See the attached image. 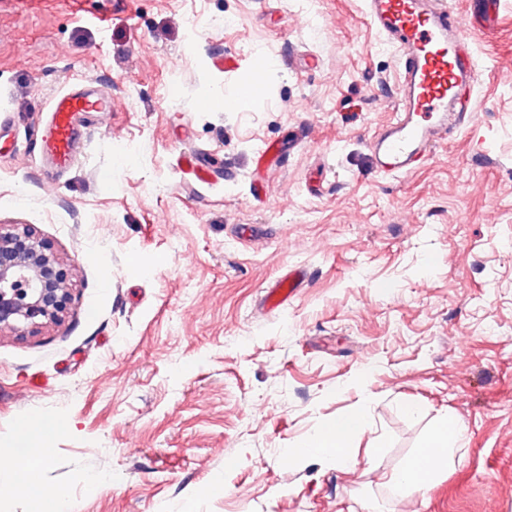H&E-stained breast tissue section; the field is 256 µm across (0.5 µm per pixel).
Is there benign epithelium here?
I'll use <instances>...</instances> for the list:
<instances>
[{
  "label": "benign epithelium",
  "mask_w": 512,
  "mask_h": 512,
  "mask_svg": "<svg viewBox=\"0 0 512 512\" xmlns=\"http://www.w3.org/2000/svg\"><path fill=\"white\" fill-rule=\"evenodd\" d=\"M73 302L70 264L28 224L0 225V334L62 324Z\"/></svg>",
  "instance_id": "7a95c632"
}]
</instances>
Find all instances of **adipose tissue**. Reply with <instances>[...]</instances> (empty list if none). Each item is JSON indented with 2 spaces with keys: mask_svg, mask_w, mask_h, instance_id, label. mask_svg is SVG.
Instances as JSON below:
<instances>
[{
  "mask_svg": "<svg viewBox=\"0 0 512 512\" xmlns=\"http://www.w3.org/2000/svg\"><path fill=\"white\" fill-rule=\"evenodd\" d=\"M368 424L367 413L362 408L326 423L307 441V457L355 468L358 460L351 451V442L366 431ZM462 438L463 430L458 422L452 416H443L427 435L416 458L388 477V486L399 492L429 491L439 474L455 466Z\"/></svg>",
  "mask_w": 512,
  "mask_h": 512,
  "instance_id": "adipose-tissue-1",
  "label": "adipose tissue"
}]
</instances>
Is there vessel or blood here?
Here are the masks:
<instances>
[{
    "label": "vessel or blood",
    "instance_id": "vessel-or-blood-1",
    "mask_svg": "<svg viewBox=\"0 0 512 512\" xmlns=\"http://www.w3.org/2000/svg\"><path fill=\"white\" fill-rule=\"evenodd\" d=\"M364 7L371 26L396 46L401 72L399 105L369 148L377 171L403 174L469 122L480 73L450 35L455 13L447 0H365ZM111 111V91L74 82L52 97L46 132L34 148L52 167L68 168L77 158L85 115ZM183 158L198 180L224 176L223 164L208 156L187 152ZM305 276L301 267L281 275L266 294L268 307L285 306Z\"/></svg>",
    "mask_w": 512,
    "mask_h": 512
}]
</instances>
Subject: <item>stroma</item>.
<instances>
[{
    "mask_svg": "<svg viewBox=\"0 0 512 512\" xmlns=\"http://www.w3.org/2000/svg\"><path fill=\"white\" fill-rule=\"evenodd\" d=\"M451 5L482 74L475 123L389 177L368 144L397 53L362 0H0V224L75 266L62 326L0 337V448L63 424L34 487L0 478V512L59 494L71 512H512V0L490 26ZM259 56L263 101L199 109ZM80 77L119 110L56 171L32 141ZM272 140L282 162L260 169ZM188 150L223 180L189 185ZM292 266L309 282L263 309ZM362 406L355 469L293 456ZM446 414L462 463L392 492Z\"/></svg>",
    "mask_w": 512,
    "mask_h": 512,
    "instance_id": "1",
    "label": "stroma"
}]
</instances>
